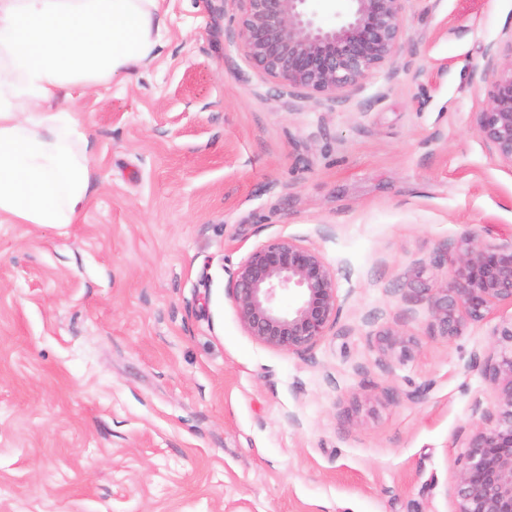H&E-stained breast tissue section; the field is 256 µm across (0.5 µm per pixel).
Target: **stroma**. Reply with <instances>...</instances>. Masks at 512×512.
<instances>
[{
	"label": "stroma",
	"instance_id": "obj_1",
	"mask_svg": "<svg viewBox=\"0 0 512 512\" xmlns=\"http://www.w3.org/2000/svg\"><path fill=\"white\" fill-rule=\"evenodd\" d=\"M403 6L393 65L333 98L254 71L235 0H159L158 56L74 98L86 212L0 223V512H452L512 306L435 336L410 278L445 280L467 230L512 241V166L476 130L512 0ZM276 237L336 281L304 356L225 290Z\"/></svg>",
	"mask_w": 512,
	"mask_h": 512
}]
</instances>
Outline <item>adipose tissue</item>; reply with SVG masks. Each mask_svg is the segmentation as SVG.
<instances>
[{
    "label": "adipose tissue",
    "mask_w": 512,
    "mask_h": 512,
    "mask_svg": "<svg viewBox=\"0 0 512 512\" xmlns=\"http://www.w3.org/2000/svg\"><path fill=\"white\" fill-rule=\"evenodd\" d=\"M158 2L0 0V218L82 214L93 144L64 103L156 57Z\"/></svg>",
    "instance_id": "ef3b65f1"
}]
</instances>
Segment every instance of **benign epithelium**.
Masks as SVG:
<instances>
[{"mask_svg":"<svg viewBox=\"0 0 512 512\" xmlns=\"http://www.w3.org/2000/svg\"><path fill=\"white\" fill-rule=\"evenodd\" d=\"M233 34L251 67L290 88L336 95L391 65L405 32L403 0H347L343 19L327 26L312 0H237ZM489 100L476 118L492 153L512 166V38L485 51ZM412 273L427 302L429 330L453 338L492 307L512 304V243H493L466 231L443 282ZM227 296L243 330L257 343L305 355L336 326V281L321 255L296 239L277 237L232 272ZM494 348L482 372L489 405L477 426L462 433L467 448L447 487L453 512H512V321L493 329Z\"/></svg>","mask_w":512,"mask_h":512,"instance_id":"obj_1","label":"benign epithelium"}]
</instances>
